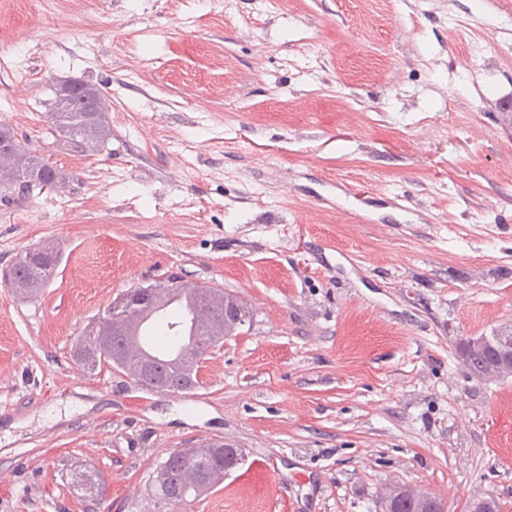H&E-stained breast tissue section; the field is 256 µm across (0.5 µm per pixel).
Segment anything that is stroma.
<instances>
[{
  "mask_svg": "<svg viewBox=\"0 0 512 512\" xmlns=\"http://www.w3.org/2000/svg\"><path fill=\"white\" fill-rule=\"evenodd\" d=\"M0 124L64 189L0 200V276L51 243L38 296L0 279V512H375L404 484L512 512V379L455 350L512 323V0H0ZM24 71L26 80L16 78ZM108 99L106 150L57 144L55 80ZM177 274L252 321L173 395L70 349ZM244 462L186 505L168 455ZM90 463L103 488L77 482ZM278 490H271V483Z\"/></svg>",
  "mask_w": 512,
  "mask_h": 512,
  "instance_id": "1",
  "label": "stroma"
}]
</instances>
